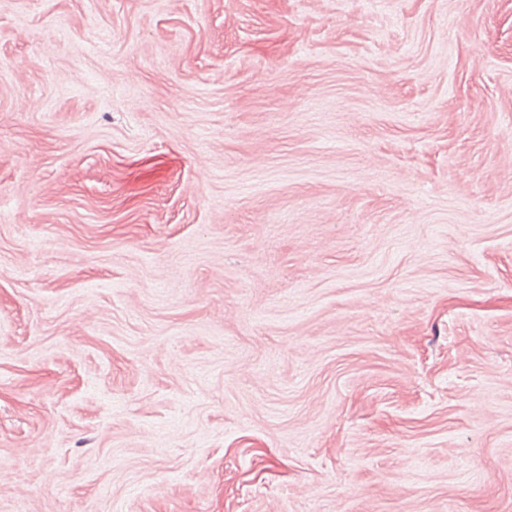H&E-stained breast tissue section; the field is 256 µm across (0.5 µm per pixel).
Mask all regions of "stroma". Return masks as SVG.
<instances>
[{"label":"stroma","instance_id":"35a3bbf8","mask_svg":"<svg viewBox=\"0 0 512 512\" xmlns=\"http://www.w3.org/2000/svg\"><path fill=\"white\" fill-rule=\"evenodd\" d=\"M0 512H512V0H0Z\"/></svg>","mask_w":512,"mask_h":512}]
</instances>
